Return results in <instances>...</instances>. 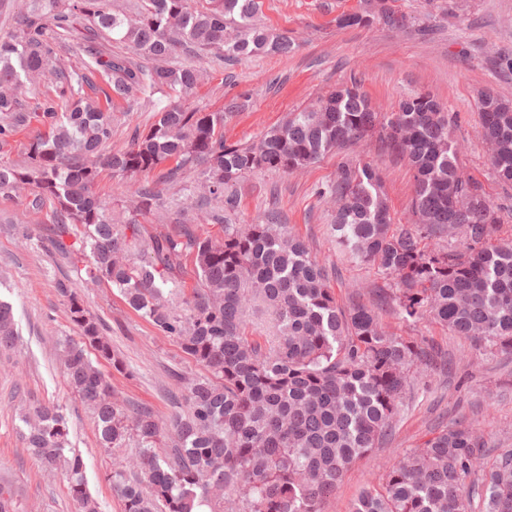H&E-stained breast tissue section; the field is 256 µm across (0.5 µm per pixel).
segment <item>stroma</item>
I'll return each mask as SVG.
<instances>
[{
    "instance_id": "obj_1",
    "label": "stroma",
    "mask_w": 512,
    "mask_h": 512,
    "mask_svg": "<svg viewBox=\"0 0 512 512\" xmlns=\"http://www.w3.org/2000/svg\"><path fill=\"white\" fill-rule=\"evenodd\" d=\"M262 2L264 23L288 32L297 44L294 52L234 63L211 58L210 76L189 102L191 108L207 111L221 110L234 98L242 102V110L224 125L227 142L257 141L288 113L353 79L373 101L388 108L397 107L409 94L431 92L458 113L455 135L466 144L459 166L504 208L499 235L512 238V188L495 179L489 147L477 134L482 92L512 99V0H396L398 9L417 20L401 30L379 23L339 26L341 16L371 11L375 0ZM112 112V140L118 144L154 120L153 107L143 103L116 101ZM341 160L334 153L303 171L258 172L240 179L233 188L237 208L227 218L233 224L260 221L269 201H276L283 223L327 267L331 286L342 298L351 289L369 294L382 279L375 267L353 262L329 234L331 209L316 191L334 177ZM379 167L391 216L395 223H407L412 174L402 162L385 159ZM200 199L197 174L187 171L178 187L165 192L166 213L190 218L206 208L224 207L214 200L205 208ZM42 220V215L23 214L21 207L0 197V299L11 303L20 335L14 352L0 354V481L13 486L25 512H76L65 477L44 473L21 437L23 408L49 402L60 406L68 421L70 446L83 458L87 487L99 512H123L107 479L112 457L99 446L91 413L61 377L57 343L75 335L76 329L57 292L58 282L76 287L122 358L120 372L109 363L99 365L121 400L148 406L169 420L177 410L169 396V371L200 376L204 369L174 338L133 311L117 290L85 281L76 257L18 249L21 224ZM380 317L394 334L434 337L447 348L452 363L448 370L415 381L392 437L351 466L330 497L328 512H352L360 491L379 485L407 451L455 423L471 427L484 441L485 462H493L500 449H512V357L490 353L427 320L407 325L388 308L381 309Z\"/></svg>"
}]
</instances>
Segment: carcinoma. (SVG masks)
I'll return each mask as SVG.
<instances>
[{
    "label": "carcinoma",
    "instance_id": "carcinoma-1",
    "mask_svg": "<svg viewBox=\"0 0 512 512\" xmlns=\"http://www.w3.org/2000/svg\"><path fill=\"white\" fill-rule=\"evenodd\" d=\"M11 8L15 29L0 34V144L34 120L41 130L24 144V165L0 164V195L29 213L49 208L38 231L23 226L21 246L78 255L86 280L116 288L208 372L175 375L184 405L167 428L148 407L128 410L98 368L101 359L118 370L122 361L72 284H57L77 329L59 342L64 379L112 455L109 482L124 512H324L352 464L391 434L406 391L442 360L430 339L386 330L380 307L512 354V239L496 237L502 208L458 166V113L434 95L411 94L384 112L353 80L288 113L257 141L231 144L224 122L243 103L203 112L181 101L206 79L213 50L234 60L293 50L288 32L262 22V0H143L134 14L112 0H12ZM80 18L87 24L77 45L87 61L69 70L61 49ZM375 20L394 29L415 22L377 0L374 10L340 23ZM107 42L139 60L106 51ZM96 73L108 79L107 101L152 104L157 93L179 101L114 149L112 112L83 91ZM478 112L494 175L512 186V102L486 93ZM362 142L411 167L410 222H392L377 164L349 158ZM335 152L346 159L318 195L335 207L336 244L382 275L370 305L354 291L340 304L326 267L272 216L237 226L211 213L206 221L224 225L221 236L181 218L172 229L141 222L165 220L163 190L144 177L166 164H174L164 175L170 183L197 168L205 194L232 210L229 188L240 178L296 172ZM106 169L138 183L131 205L96 194ZM451 233L461 235V247L439 243ZM135 250L138 262L129 258ZM188 260L196 287L187 294ZM16 340L12 306L0 300V350ZM22 421L27 451L48 470L63 466L78 512H99L82 457L66 454L61 409L35 403ZM132 440L138 454L128 460L121 453ZM482 447L467 427L441 430L362 491L353 512H512V450L488 468ZM0 512H18L4 482Z\"/></svg>",
    "mask_w": 512,
    "mask_h": 512
}]
</instances>
